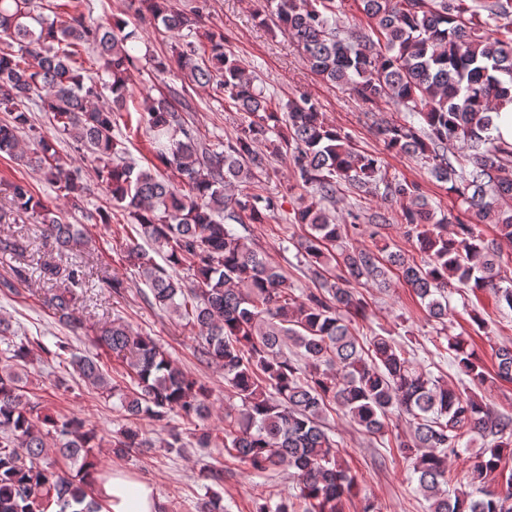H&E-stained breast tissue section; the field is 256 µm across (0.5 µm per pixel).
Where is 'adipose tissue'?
<instances>
[{"label": "adipose tissue", "mask_w": 512, "mask_h": 512, "mask_svg": "<svg viewBox=\"0 0 512 512\" xmlns=\"http://www.w3.org/2000/svg\"><path fill=\"white\" fill-rule=\"evenodd\" d=\"M100 512H164L163 500L153 484L115 473L96 481Z\"/></svg>", "instance_id": "adipose-tissue-1"}]
</instances>
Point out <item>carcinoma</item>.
Masks as SVG:
<instances>
[{"label":"carcinoma","mask_w":512,"mask_h":512,"mask_svg":"<svg viewBox=\"0 0 512 512\" xmlns=\"http://www.w3.org/2000/svg\"><path fill=\"white\" fill-rule=\"evenodd\" d=\"M140 2L157 28L179 32L199 24L197 9L185 12L171 0ZM356 2L368 28L352 40L330 23L336 0H263L257 16L271 10L323 80L367 104L403 105V117L381 124L377 133L388 151L425 162L465 206L467 219L434 207L418 183L389 175L381 157L359 151L351 135L328 124L308 96L272 108L256 77L224 53L221 33L175 46L172 57L157 56L152 67L159 74L174 67L188 72L224 95L245 115L234 136L206 141L179 113L176 96L148 94L137 124L148 131L156 162L142 167L127 161L112 130L131 97L138 58L128 43L138 39L137 31H125L122 20L88 22L70 14L48 20L33 0H0V111L10 116L0 121V154L36 168L68 204L81 207L86 187L69 176L67 161L31 124L28 112L52 115L57 129L89 159L112 208L127 213L138 235L128 260L149 288L145 300L185 321L195 333L198 360L220 365L225 386L240 401L225 410L220 433L213 432L205 425L211 411L206 384L124 320L89 327L75 317L82 266L45 262L40 278L55 288L47 300L53 314L76 336L93 333L96 346L124 366L125 381L118 384L103 373L99 355L72 358L84 381L118 398L125 413L128 424L112 437L115 455L148 444L140 418L168 423L180 417L195 424L197 446L219 457L260 475L283 465L293 470L298 492L273 507L259 498L254 512H344L355 482L326 431L324 411L331 403L338 406L369 435L383 434L389 414L396 412L413 424L408 451L429 512H512V471L505 472L504 457L512 447V412L496 411L448 386L390 336L376 334L360 343L352 322L365 317L367 302L350 288L361 280L388 288L393 267L435 319L448 318L450 288L488 290L512 309V286L501 285L498 276L497 247L477 230L492 224L500 238L512 240V208L503 206L512 199V144L492 134V113L512 104V0ZM83 51L93 53L110 78L107 105L99 104L91 70L78 62ZM25 131L31 148L20 145ZM457 146L470 151L468 165L455 154ZM282 154L290 155L295 181L310 197L294 210L292 223L310 229L295 248L318 288L300 296L232 228L274 218L276 201L253 186L269 159ZM343 184L366 195L381 189L384 199L400 203V225L420 260L391 250L390 218L380 215L370 232L373 246L342 248L344 274L331 280L330 248L342 239V225L333 222L326 204ZM237 186L240 192L226 193ZM10 189L15 207L43 224L45 238L66 248L84 237L26 184ZM287 345L296 349L294 356L283 351ZM448 346L460 374L475 385L487 382L475 350L459 337L448 339ZM29 354L21 343L0 358V512H98L91 479L97 472V434L82 418L55 417L31 400ZM495 356L494 380L512 383V347L498 348ZM470 434L487 444L472 483L500 476L504 495H448L449 458L459 455ZM53 437L60 446L48 462Z\"/></svg>","instance_id":"carcinoma-1"}]
</instances>
